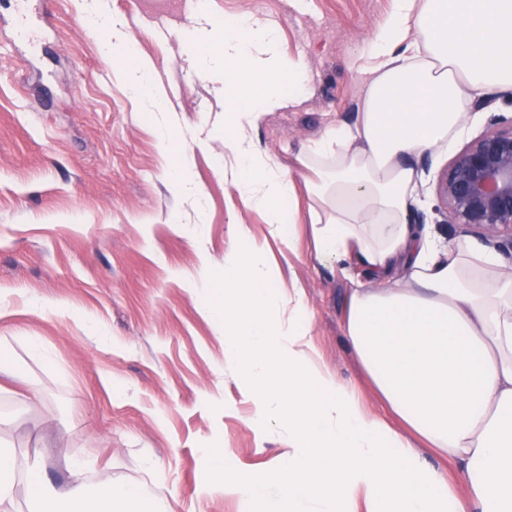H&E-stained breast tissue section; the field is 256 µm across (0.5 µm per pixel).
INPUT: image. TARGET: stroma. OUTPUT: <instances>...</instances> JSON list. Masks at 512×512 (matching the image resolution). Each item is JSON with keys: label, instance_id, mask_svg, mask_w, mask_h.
I'll return each mask as SVG.
<instances>
[{"label": "stroma", "instance_id": "35a3bbf8", "mask_svg": "<svg viewBox=\"0 0 512 512\" xmlns=\"http://www.w3.org/2000/svg\"><path fill=\"white\" fill-rule=\"evenodd\" d=\"M105 2L150 64L173 116L171 142L119 79L109 33L84 0H0V347L22 375L0 392V442L16 450V508H35L30 463L45 459L58 488L73 458L89 462L93 488L136 484L173 512H239L216 487L207 448L232 449L259 479L281 443L248 421L220 327L191 285L199 253L220 264L240 233L267 241L284 288L303 293L321 362L374 413L394 418L346 340L351 282L318 257L309 171L298 160L327 124L356 121L363 53L393 0H200L189 12L174 0ZM200 14L219 26H275L282 59L306 68L307 98L251 133L295 183L294 249L270 238L267 211L224 180L226 105L206 67L216 46L196 37ZM21 23L34 41L16 38ZM428 160L418 210L452 238L435 193L449 156ZM179 162L202 196L176 191L169 173Z\"/></svg>", "mask_w": 512, "mask_h": 512}]
</instances>
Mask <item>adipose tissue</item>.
<instances>
[{"instance_id": "ef3b65f1", "label": "adipose tissue", "mask_w": 512, "mask_h": 512, "mask_svg": "<svg viewBox=\"0 0 512 512\" xmlns=\"http://www.w3.org/2000/svg\"><path fill=\"white\" fill-rule=\"evenodd\" d=\"M91 12L125 61L121 77L152 100L146 64L103 0ZM224 29L212 57L238 96L224 120L229 175L247 205L271 214L270 235L294 242L280 209L293 193L285 169L253 143L267 113L308 91L302 63L282 62L271 25ZM370 82L355 124L337 123L310 145L312 234L323 261L356 260L345 334L396 423L375 415L320 361L300 294L285 295L266 243L249 240L224 257L208 307L224 332V360L241 365L249 422L281 447L256 480L229 449L208 455L216 485L241 512H512V259L477 238L446 241L410 223L417 200L413 160L451 150L465 132L466 105L488 86L512 87V0H395L367 45ZM457 464V492L420 446ZM60 498L80 512H171L140 487L88 494L81 464ZM279 489L278 498L259 486Z\"/></svg>"}]
</instances>
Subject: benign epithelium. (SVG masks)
<instances>
[{
    "mask_svg": "<svg viewBox=\"0 0 512 512\" xmlns=\"http://www.w3.org/2000/svg\"><path fill=\"white\" fill-rule=\"evenodd\" d=\"M437 193L446 223L512 258V117L493 116L482 134L453 153Z\"/></svg>",
    "mask_w": 512,
    "mask_h": 512,
    "instance_id": "benign-epithelium-1",
    "label": "benign epithelium"
}]
</instances>
